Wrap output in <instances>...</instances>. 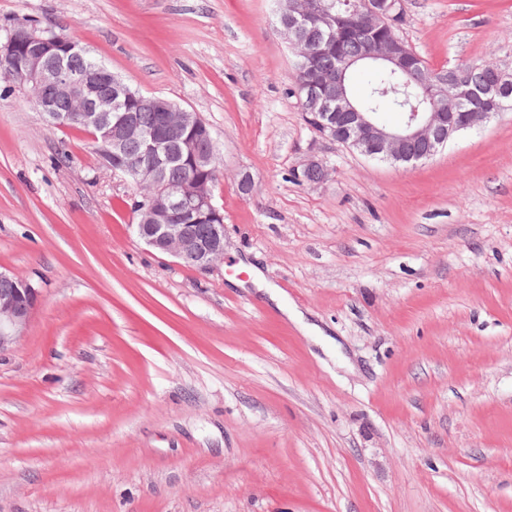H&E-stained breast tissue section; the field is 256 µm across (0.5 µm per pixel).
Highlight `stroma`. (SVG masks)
<instances>
[{"mask_svg":"<svg viewBox=\"0 0 512 512\" xmlns=\"http://www.w3.org/2000/svg\"><path fill=\"white\" fill-rule=\"evenodd\" d=\"M404 6L431 68L512 69V0ZM25 19L202 116L224 261L147 247L131 181L0 83V269L38 292L0 512H512V109L394 166L308 124L275 0H0V42Z\"/></svg>","mask_w":512,"mask_h":512,"instance_id":"stroma-1","label":"stroma"}]
</instances>
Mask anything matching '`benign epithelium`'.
I'll use <instances>...</instances> for the list:
<instances>
[{
	"label": "benign epithelium",
	"mask_w": 512,
	"mask_h": 512,
	"mask_svg": "<svg viewBox=\"0 0 512 512\" xmlns=\"http://www.w3.org/2000/svg\"><path fill=\"white\" fill-rule=\"evenodd\" d=\"M348 5L361 15L357 33L362 36L384 28L398 29L405 22L403 0H350ZM336 20L323 0H288V17L281 24V33L289 45L300 47V55L309 58L311 52L303 43L302 32L330 29ZM83 51L84 47L64 33L45 37L31 31L22 40L8 37L0 48V65L10 68L14 56H24L25 66L19 70L21 85L26 87L32 105L52 125L70 126V113L56 108L59 99L70 100L76 111L83 113L82 124L106 159L105 168L124 174L142 190L134 228L144 244L181 263L189 259L201 270L224 262V214L213 205L208 182L196 177L199 172L210 171V161L218 151L213 141L205 151L198 148L201 138L208 136L207 123L198 113L167 98L131 91L112 73L93 75L64 65L67 57ZM418 58L420 55L400 36L372 41L358 58L345 61L334 74L321 76L318 85L324 89L323 103L320 111L311 113L310 123L324 138L364 156L408 165L432 158L456 133L481 126L501 111V100L512 95V73L495 63L481 105L465 112L460 108L473 97V89L460 67L448 70L446 87L430 79L423 82L420 73H414L416 83H425L431 109L410 113L400 127H387L373 113L356 106L347 90L346 71L357 60L405 72L408 63ZM120 98L150 104L165 113L164 138L158 140L143 130L132 113L120 122L112 121V102ZM131 137L145 141L153 159L138 165L123 162V147ZM172 154L191 168L189 177L176 185L170 184L163 173L164 162ZM200 222L205 228L201 236L194 233V225ZM0 280L17 283L15 288L0 289L1 352L24 337L38 292L7 270H0Z\"/></svg>",
	"instance_id": "benign-epithelium-1"
}]
</instances>
